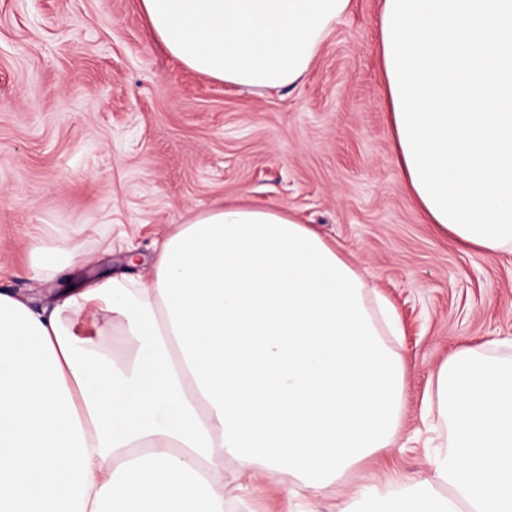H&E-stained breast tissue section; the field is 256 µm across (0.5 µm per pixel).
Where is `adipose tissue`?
<instances>
[{"label":"adipose tissue","mask_w":512,"mask_h":512,"mask_svg":"<svg viewBox=\"0 0 512 512\" xmlns=\"http://www.w3.org/2000/svg\"><path fill=\"white\" fill-rule=\"evenodd\" d=\"M352 0H140L185 67L239 89L309 71ZM394 163L425 223L512 254V0H383ZM397 312L283 206L227 201L106 279L34 307L0 291V512H224L225 467L311 499L390 448ZM429 479L358 484L336 512H512V356L435 372Z\"/></svg>","instance_id":"obj_1"}]
</instances>
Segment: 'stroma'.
I'll return each instance as SVG.
<instances>
[{"instance_id":"1","label":"stroma","mask_w":512,"mask_h":512,"mask_svg":"<svg viewBox=\"0 0 512 512\" xmlns=\"http://www.w3.org/2000/svg\"><path fill=\"white\" fill-rule=\"evenodd\" d=\"M383 0H352L306 76L242 90L195 73L151 36L138 0H0V289L54 303L108 274L148 278L156 242L225 200L295 211L341 244L397 308L404 425L394 448L324 490L429 476L422 404L458 347L512 336V255L460 250L423 223L391 154ZM91 254L39 272L34 243ZM282 474L238 512H297Z\"/></svg>"}]
</instances>
